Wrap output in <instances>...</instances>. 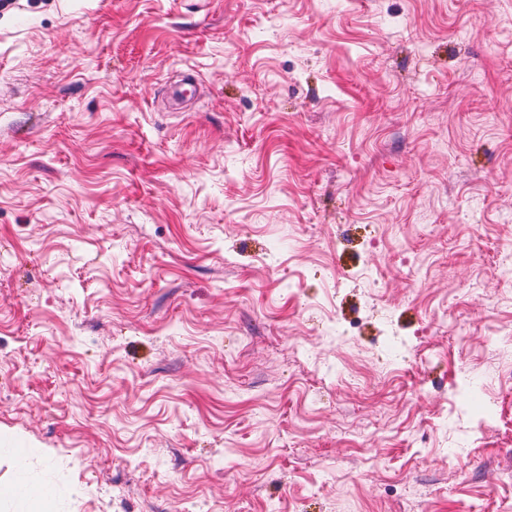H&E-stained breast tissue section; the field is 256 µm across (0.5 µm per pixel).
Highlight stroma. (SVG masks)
Listing matches in <instances>:
<instances>
[{
	"mask_svg": "<svg viewBox=\"0 0 512 512\" xmlns=\"http://www.w3.org/2000/svg\"><path fill=\"white\" fill-rule=\"evenodd\" d=\"M512 0L0 11V512H512Z\"/></svg>",
	"mask_w": 512,
	"mask_h": 512,
	"instance_id": "stroma-1",
	"label": "stroma"
}]
</instances>
